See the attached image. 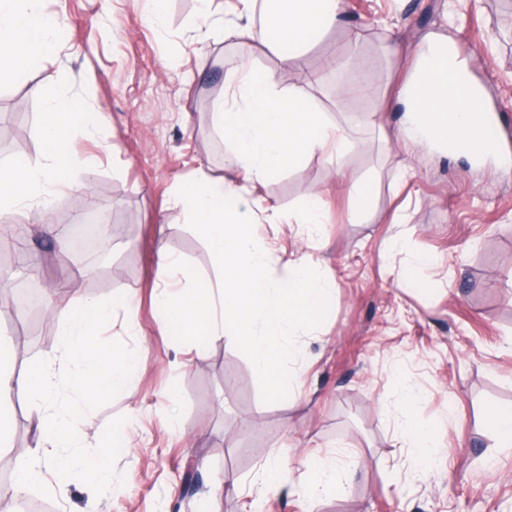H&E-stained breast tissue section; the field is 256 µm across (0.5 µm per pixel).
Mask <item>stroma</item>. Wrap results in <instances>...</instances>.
<instances>
[{
  "label": "stroma",
  "instance_id": "35a3bbf8",
  "mask_svg": "<svg viewBox=\"0 0 512 512\" xmlns=\"http://www.w3.org/2000/svg\"><path fill=\"white\" fill-rule=\"evenodd\" d=\"M198 0H166V20L148 24L143 0H44L46 16L69 36L55 53L0 86V113L18 112L0 129V165L44 162L42 114L57 83L71 96L95 138L74 131L95 160L88 186L58 194L61 211L110 205L116 233L99 273L71 272L55 237L37 231L39 209L25 217L34 233L24 248L46 287L43 303L95 302L114 307L102 341L135 356L124 389L82 414L89 450L113 432L130 448L112 458V488L65 480L54 469L1 502L51 512H512V447L499 448L487 424L491 409L512 405V168L452 158L405 137L394 112L414 53L427 37H449L499 113L504 149L512 153V0H345L344 21L303 49L289 73L275 51L253 48L242 59L224 38L238 16L215 0L207 23ZM399 61L383 52L388 38ZM354 55L358 70L329 69ZM249 62L288 82L308 81L313 107L349 142L341 157L315 152L279 172L256 194L296 212L316 199L321 228L319 274L334 285L316 334L302 337V362L284 369L278 388L255 372L247 349L228 336L182 335L163 321L156 295L165 277L158 244L179 256L193 277L185 291L207 287L215 262L206 240L170 196L197 170L235 180L232 153L212 122L225 74ZM371 94L356 90L358 79ZM347 180H339L336 169ZM370 181L363 220L354 221L349 182ZM274 260L308 253L305 235L260 224ZM417 264V283L399 287L394 273ZM128 306H120L121 298ZM136 335H127L126 323ZM61 321L32 323L0 312V338L13 349L15 372L58 354ZM414 415L438 429L441 465L422 470L401 448L396 418L404 391ZM9 446L0 464L17 473L44 454L27 402L12 400ZM356 477L347 494L319 501L297 493L298 475L253 502L243 489L271 460L297 463L334 456ZM198 463V487L181 495L177 471Z\"/></svg>",
  "mask_w": 512,
  "mask_h": 512
}]
</instances>
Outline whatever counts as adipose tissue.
<instances>
[{"mask_svg":"<svg viewBox=\"0 0 512 512\" xmlns=\"http://www.w3.org/2000/svg\"><path fill=\"white\" fill-rule=\"evenodd\" d=\"M259 11L267 18L261 29L253 23ZM342 14V0H239L240 21L229 26L226 35L249 52L256 42L276 34L280 56L286 61ZM56 45L57 29L45 19L42 0H0V84L31 61L51 56ZM451 46L450 40L434 37L418 50L399 95L404 132L433 145L443 140L476 144L480 131L471 110L442 77L434 59L438 48ZM212 118L231 146L240 174L228 183L195 181L181 187L174 202L201 229L218 260V274L214 284L190 296L161 291L159 304L179 322L184 335L225 334L243 343L256 372L274 385L285 360H301L303 350L297 339L317 330L333 285L313 273L308 256L289 260L286 278H271L270 252L256 237L255 224H294L312 238L326 216L314 202L297 214L283 213L270 201L257 198L255 191L310 153L342 154L348 141L325 113L312 106L306 84L292 83L282 91L273 75L254 67L227 74L224 94L213 103ZM80 125L86 136L95 135V126L83 125L69 88L57 85L41 120L45 163L36 169L18 159L0 166V209L21 220L31 207L48 209L55 194L86 185L93 164L71 139L72 130ZM52 314L62 320L59 358L17 375L10 369L11 348L0 340V395L11 394L30 404L42 439L59 451V470L76 480L105 486L114 449L128 448L129 442L124 434H113L107 448L95 458H86L81 451L78 410L129 384L137 361L130 353L101 344L100 333L112 322L111 307L68 302L55 306ZM62 373L68 376L75 409L60 414L51 412L47 403L55 397ZM415 402L413 393L403 394L397 429L412 455L429 459L434 455L435 435L414 420ZM299 465L307 474L302 491L310 498H319L327 488L347 492L351 474L339 469L335 459L303 457Z\"/></svg>","mask_w":512,"mask_h":512,"instance_id":"adipose-tissue-1","label":"adipose tissue"}]
</instances>
